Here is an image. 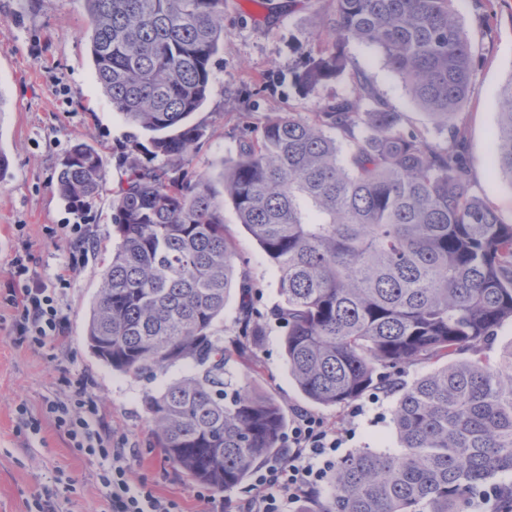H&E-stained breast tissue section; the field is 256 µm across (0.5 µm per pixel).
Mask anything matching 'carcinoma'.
<instances>
[{"mask_svg":"<svg viewBox=\"0 0 512 512\" xmlns=\"http://www.w3.org/2000/svg\"><path fill=\"white\" fill-rule=\"evenodd\" d=\"M84 2L95 80L131 128L112 197L120 243L86 335L114 371L188 366L144 397L155 447L218 494L288 458L282 407L233 380L214 334L236 283L239 349L276 321L308 400L398 393V451L363 448L336 463L321 512H468L484 494L494 507L489 491H512L500 482L512 475V343L494 363L483 350L512 322V224L471 182L460 111L477 66L454 0H332L331 37L295 81L305 93L347 75L351 92L310 118H270L219 185L184 166L205 136L190 117L224 43V0ZM352 42L382 55L444 144L405 126L349 55ZM492 154L512 182V77L498 94ZM104 168L92 145L71 147L56 185L71 209L92 205ZM222 194L278 272L283 304L266 315L237 273ZM442 359L401 382V369Z\"/></svg>","mask_w":512,"mask_h":512,"instance_id":"obj_1","label":"carcinoma"}]
</instances>
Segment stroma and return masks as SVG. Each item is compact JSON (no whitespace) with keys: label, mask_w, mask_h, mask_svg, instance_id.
Instances as JSON below:
<instances>
[{"label":"stroma","mask_w":512,"mask_h":512,"mask_svg":"<svg viewBox=\"0 0 512 512\" xmlns=\"http://www.w3.org/2000/svg\"><path fill=\"white\" fill-rule=\"evenodd\" d=\"M458 19L480 58L469 101L462 111L467 159L477 191L512 224V183L492 160L497 93L512 76V0H496L482 24L472 0H457ZM331 0H224V45L212 60L207 100L193 119L206 128L188 171L219 179L235 159L245 133L278 113L299 117L318 111L346 82L317 86L300 95L294 76L321 31ZM83 0H0V152L9 165L0 176V512H108L109 490L100 476L106 461L72 448L45 411L47 401L83 394L82 413H94L104 441L131 449L128 475L181 512H224L225 499L188 479L155 448L143 398L180 377L176 365L155 378L116 372L90 352L86 324L109 254L119 243L112 224V193L118 187L117 151L128 125L100 92L89 50ZM351 55L375 88L407 124L429 141L440 135L409 99L400 77L374 49L351 45ZM100 150L104 181L92 208H68L56 189L59 163L76 141ZM224 234L237 265L254 287L260 310L279 304L278 277L258 243L240 224L232 202L224 204ZM37 284L54 291L64 325L56 346L39 348L16 330L11 289ZM215 331L231 351L230 369L248 374L255 391L276 400L287 417L304 410L340 427L339 455L359 448L392 452L396 396L375 393L345 407H322L301 395L288 375L284 336L270 323L250 356L234 355L238 295L230 293Z\"/></svg>","instance_id":"stroma-1"}]
</instances>
